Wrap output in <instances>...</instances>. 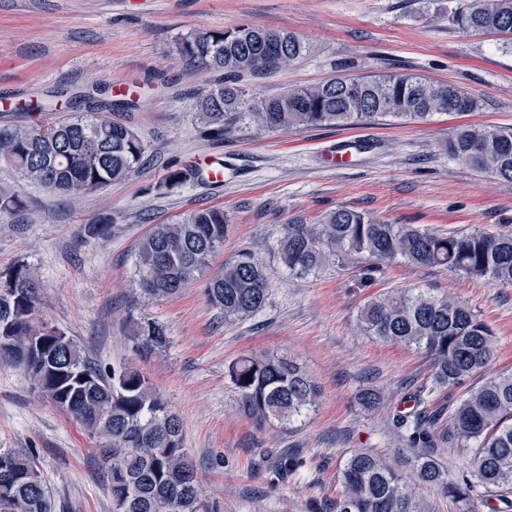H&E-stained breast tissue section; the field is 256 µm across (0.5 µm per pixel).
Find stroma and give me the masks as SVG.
<instances>
[{"mask_svg": "<svg viewBox=\"0 0 512 512\" xmlns=\"http://www.w3.org/2000/svg\"><path fill=\"white\" fill-rule=\"evenodd\" d=\"M458 0H0V127L33 126L67 111L69 91H112L107 117L133 130L145 153L120 182L72 198L0 164V188L21 210L0 217V271L22 261L40 282L35 319L82 347L104 370L139 368L183 423L209 512H336L341 471L368 449L399 476L418 454L393 435L389 418L406 408L432 367L422 351L360 330L371 296L402 288L448 294L477 312L494 334L489 373L512 370V287L494 286L405 260L364 280L359 263L327 264L303 279L276 252L282 224L318 222L345 206L391 224L448 232H512V184L449 160L456 126L512 127V52L494 35L460 32ZM247 25L288 31L308 54L264 76L239 80L246 97L339 76L391 70L452 83L479 99V111L437 113L424 121L258 132L218 137L195 110L220 74L182 58L190 35ZM224 168L213 182L195 159ZM191 177L167 189L170 170ZM208 206L224 209L228 231L208 267L172 299L143 296L134 284L137 247L152 225L175 223ZM110 224L100 238L95 224ZM248 254L266 271L270 298L256 315L228 321L204 288L225 264ZM132 318L164 325L167 345L141 359L127 332ZM287 356L316 383L315 407L290 425L256 427L240 407L230 364L254 355ZM483 382L476 376L432 397L439 411L433 456L457 479L470 451L449 446L452 409ZM382 391L367 409L359 391ZM0 448H29L54 512H112L98 443L63 410L32 390L21 370L0 365ZM298 469L282 470L284 461Z\"/></svg>", "mask_w": 512, "mask_h": 512, "instance_id": "obj_1", "label": "stroma"}]
</instances>
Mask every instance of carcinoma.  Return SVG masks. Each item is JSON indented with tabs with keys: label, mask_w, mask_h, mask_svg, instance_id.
Listing matches in <instances>:
<instances>
[{
	"label": "carcinoma",
	"mask_w": 512,
	"mask_h": 512,
	"mask_svg": "<svg viewBox=\"0 0 512 512\" xmlns=\"http://www.w3.org/2000/svg\"><path fill=\"white\" fill-rule=\"evenodd\" d=\"M452 24L466 33H512V0H463ZM191 63L224 72L196 102L201 122L218 136L240 125L260 131L374 124L387 117L423 121L435 113H468L480 101L461 88L391 71L336 76L318 85L287 89L271 99L247 101L235 79L274 71L308 52L297 35L240 27L201 31L178 44ZM66 118L32 127H0V162L52 192L80 196L124 179L142 160L140 139L104 117L112 100L74 93ZM448 158L512 183V127L472 124L453 129ZM224 210L203 208L177 224H156L141 240L135 284L153 299L177 295L224 244ZM277 253L288 274L305 277L327 261L368 262L365 278L399 258L438 267L492 285L512 286V233H440L412 224H388L366 213L338 208L318 224L295 219L282 228ZM263 266L244 255L224 265L205 286L207 302L224 318L244 319L269 299ZM40 284L17 263L0 272V361L20 369L32 389L67 412L91 436L110 477L113 512H206L197 466L184 448L183 425L144 374L121 366L107 374L81 354L73 338L34 322ZM359 321L365 333L423 351L432 366L431 386L413 405L392 414L396 433L414 448L434 443L436 418L427 406L437 390L464 384L496 359L492 331L465 303L417 288L391 290L369 300ZM137 351L166 345L164 326L131 320ZM230 375L243 412L261 425L289 424L318 400L311 378L293 360L277 355L242 358ZM448 443L473 448L461 478L448 479L432 455L417 456L416 476L449 497L477 499L488 512H512V371L484 382L450 415ZM336 512H421L414 488L381 458L357 450L342 470ZM0 512H53L36 455L29 448H0Z\"/></svg>",
	"instance_id": "carcinoma-1"
}]
</instances>
